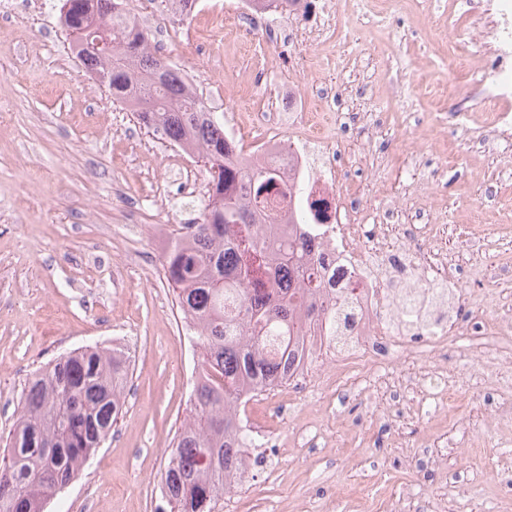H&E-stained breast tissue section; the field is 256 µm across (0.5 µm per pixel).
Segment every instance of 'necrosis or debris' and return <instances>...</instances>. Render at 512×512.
Returning <instances> with one entry per match:
<instances>
[{"label": "necrosis or debris", "instance_id": "obj_1", "mask_svg": "<svg viewBox=\"0 0 512 512\" xmlns=\"http://www.w3.org/2000/svg\"><path fill=\"white\" fill-rule=\"evenodd\" d=\"M474 15L495 18V48L491 59L460 50L452 52V66L474 75L475 89L497 123H512V0H471ZM225 33L246 42L248 33H274L268 13L251 0H239L235 14L225 15ZM366 116L350 112L315 115L294 104L292 111L277 113L261 136L240 147L238 160L249 167L274 168L278 191L266 204L267 221L274 232L287 236L303 233L321 262L322 286L313 298L317 313L311 335L296 359L281 391L305 386L313 364L333 367L337 379L377 384L394 371L398 360L423 362L429 371L448 373V332L454 324L449 308L463 309L465 285L448 273L446 254L420 243L416 233L391 246L379 213L364 205L359 193L342 192L337 162L342 151L339 131L356 137L366 133ZM320 202L323 218L314 224H294L292 202L296 195ZM443 284L448 302L440 306L441 320L418 346L411 345L418 321L403 310L405 296L426 294L428 287ZM350 297L354 317L347 330L349 347L332 343L324 331L328 309L342 297Z\"/></svg>", "mask_w": 512, "mask_h": 512}]
</instances>
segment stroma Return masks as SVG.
<instances>
[{
	"label": "stroma",
	"instance_id": "stroma-1",
	"mask_svg": "<svg viewBox=\"0 0 512 512\" xmlns=\"http://www.w3.org/2000/svg\"><path fill=\"white\" fill-rule=\"evenodd\" d=\"M53 0L0 12V437L12 432L22 390L61 354L97 345L123 351L131 379L125 407L91 464L47 512H159L161 473L188 417L200 349L183 332L163 270L179 224L199 222L208 174L113 101L58 24ZM168 16L165 58L216 117L279 101L276 84L250 70H300L298 93L318 111L315 88L335 85L336 108L370 114L369 149L351 145L341 190L370 208L398 195L401 223L419 196L435 194L430 237L448 253L475 299L448 339V382L467 386L454 415L433 416L422 397L393 389L386 414L375 399L326 383L255 427L277 445L215 512H353L337 487L364 490L368 512H512V374L497 371L512 331L477 330L512 318V127L490 137L489 113L457 94L472 79L454 71L449 44L484 53L461 17L468 0H336L331 16L307 11L293 32L316 31L293 51L251 37L250 51L195 33L224 22L234 0H199ZM425 135L415 180L406 149ZM368 152L365 169L353 161Z\"/></svg>",
	"mask_w": 512,
	"mask_h": 512
}]
</instances>
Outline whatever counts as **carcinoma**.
Wrapping results in <instances>:
<instances>
[{"label":"carcinoma","mask_w":512,"mask_h":512,"mask_svg":"<svg viewBox=\"0 0 512 512\" xmlns=\"http://www.w3.org/2000/svg\"><path fill=\"white\" fill-rule=\"evenodd\" d=\"M64 4L69 35L96 16L112 42L110 62L99 52L77 51L89 70L108 71L112 98L133 101L140 123L161 138L199 151L210 175L201 222L179 225L163 265L179 311L196 320L201 358L190 414L175 433L162 482L164 512H214L248 441L229 404L246 389L286 377L300 337L292 313L304 299L291 290V274L306 275L307 287H316L315 260L308 242L276 239L241 201V183L272 190L273 170L237 164L224 124L165 59L149 52L143 31L118 0ZM271 255L284 286L267 302L248 285L260 287L271 273ZM345 319L341 306L330 322L331 336L342 343ZM128 381L124 355L91 346L60 356L34 376L0 454V512H44V503L83 471L112 433Z\"/></svg>","instance_id":"obj_1"}]
</instances>
